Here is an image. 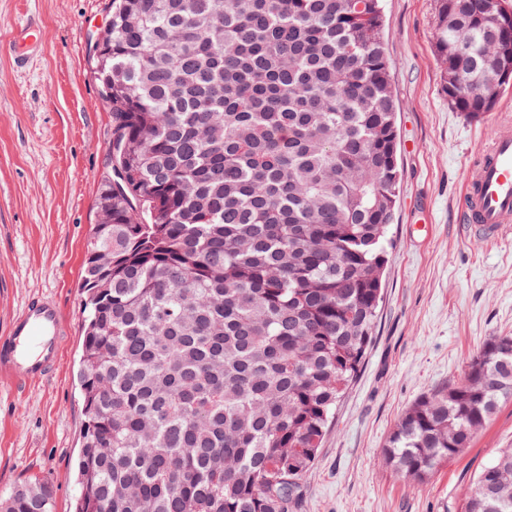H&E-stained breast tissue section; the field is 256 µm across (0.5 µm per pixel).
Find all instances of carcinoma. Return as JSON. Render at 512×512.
Listing matches in <instances>:
<instances>
[{
  "mask_svg": "<svg viewBox=\"0 0 512 512\" xmlns=\"http://www.w3.org/2000/svg\"><path fill=\"white\" fill-rule=\"evenodd\" d=\"M382 0H109L92 58L112 213L84 261L75 512H292L382 302L400 174ZM502 0H436L442 92L470 119L510 85ZM112 273L99 280V257ZM512 401V336L420 396L385 464L420 484ZM0 512H52L16 488ZM462 512H512V448Z\"/></svg>",
  "mask_w": 512,
  "mask_h": 512,
  "instance_id": "cac0c4a2",
  "label": "carcinoma"
}]
</instances>
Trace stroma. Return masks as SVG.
Masks as SVG:
<instances>
[{
  "label": "stroma",
  "mask_w": 512,
  "mask_h": 512,
  "mask_svg": "<svg viewBox=\"0 0 512 512\" xmlns=\"http://www.w3.org/2000/svg\"><path fill=\"white\" fill-rule=\"evenodd\" d=\"M435 5L384 0L401 172L384 300L294 512H460L477 468L512 448L510 403L422 485L383 461L416 399L462 381L488 337L512 335V236H479L457 221L469 165L512 134V90L477 121L452 109L432 51ZM23 16L44 48L20 69L10 40ZM108 19V0H0V336L33 297L53 300L69 329L48 378L0 382V501L37 479L53 489V512H73L79 492L80 284L112 128L91 54Z\"/></svg>",
  "instance_id": "1"
}]
</instances>
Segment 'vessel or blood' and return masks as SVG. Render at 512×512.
<instances>
[{
  "label": "vessel or blood",
  "instance_id": "b4317fda",
  "mask_svg": "<svg viewBox=\"0 0 512 512\" xmlns=\"http://www.w3.org/2000/svg\"><path fill=\"white\" fill-rule=\"evenodd\" d=\"M11 43L17 61L41 49L36 25L16 22ZM460 223L501 235L512 228V137L500 136L473 162L463 189ZM64 319L50 300H30L13 319L7 335L0 337V375L17 382L39 380L54 368Z\"/></svg>",
  "mask_w": 512,
  "mask_h": 512
}]
</instances>
